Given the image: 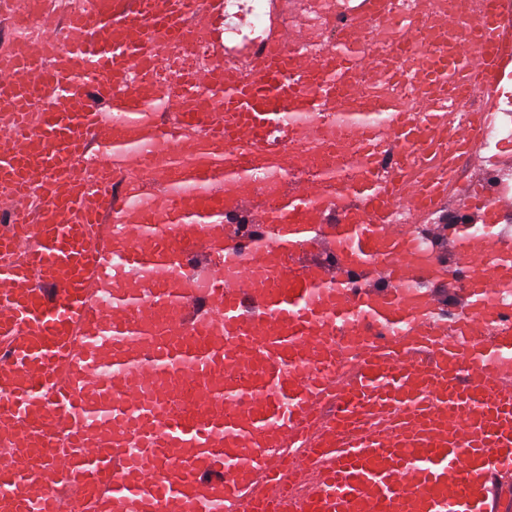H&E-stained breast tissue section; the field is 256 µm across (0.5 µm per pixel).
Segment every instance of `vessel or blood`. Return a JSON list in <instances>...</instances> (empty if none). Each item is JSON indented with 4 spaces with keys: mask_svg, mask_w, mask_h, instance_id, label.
I'll return each mask as SVG.
<instances>
[{
    "mask_svg": "<svg viewBox=\"0 0 512 512\" xmlns=\"http://www.w3.org/2000/svg\"><path fill=\"white\" fill-rule=\"evenodd\" d=\"M392 9L336 0L314 27L271 0L231 49L224 0H67L21 60L0 48V512H512V308L477 287L512 265L466 225L512 212L472 137L512 80V0L441 16L435 61L409 66L421 22L367 45ZM321 34L338 51H306ZM202 40L172 75L163 47ZM388 81L411 108L367 109ZM163 83L165 122L131 140ZM287 112L368 143L346 193L330 155L297 174L314 130ZM419 230L447 266H422ZM120 231L133 283L107 272ZM372 97H390L394 99L399 105H411L416 96V90L407 83H392L388 85H381L371 91Z\"/></svg>",
    "mask_w": 512,
    "mask_h": 512,
    "instance_id": "b4317fda",
    "label": "vessel or blood"
}]
</instances>
